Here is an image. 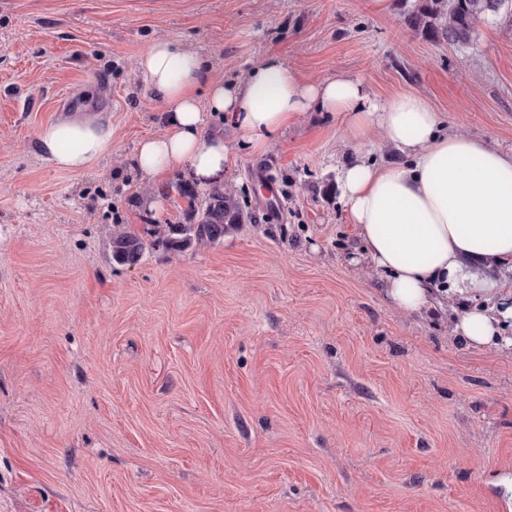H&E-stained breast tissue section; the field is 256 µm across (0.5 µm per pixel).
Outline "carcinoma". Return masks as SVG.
I'll return each instance as SVG.
<instances>
[{
  "label": "carcinoma",
  "mask_w": 512,
  "mask_h": 512,
  "mask_svg": "<svg viewBox=\"0 0 512 512\" xmlns=\"http://www.w3.org/2000/svg\"><path fill=\"white\" fill-rule=\"evenodd\" d=\"M512 13V0H418V7L405 17L414 32L438 42L467 47L472 43L476 24L482 19ZM178 194L187 200L186 220L178 224H155L157 239L174 252H184L201 244H215L253 220L234 191L213 185L199 196L193 182H175ZM112 263L137 265L144 253V242L123 224L112 227L108 240Z\"/></svg>",
  "instance_id": "carcinoma-1"
}]
</instances>
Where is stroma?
Listing matches in <instances>:
<instances>
[{
  "instance_id": "obj_1",
  "label": "stroma",
  "mask_w": 512,
  "mask_h": 512,
  "mask_svg": "<svg viewBox=\"0 0 512 512\" xmlns=\"http://www.w3.org/2000/svg\"><path fill=\"white\" fill-rule=\"evenodd\" d=\"M417 0H0V512H512V348L478 350L452 309L385 296L337 187L346 119L310 112L224 186L256 221L173 254L174 170L134 164L167 133L134 63L164 37L234 80L269 55L512 150V18L458 48L411 31ZM104 112L112 157L81 173L37 149L62 115ZM269 165L278 219L255 208ZM141 235L131 267L113 225ZM108 248L113 264L119 266L137 265L145 250L140 236L123 224L113 225Z\"/></svg>"
}]
</instances>
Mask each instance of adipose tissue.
<instances>
[{"label":"adipose tissue","mask_w":512,"mask_h":512,"mask_svg":"<svg viewBox=\"0 0 512 512\" xmlns=\"http://www.w3.org/2000/svg\"><path fill=\"white\" fill-rule=\"evenodd\" d=\"M136 65L171 124L170 133L137 146L135 164L147 179L184 168L201 186L223 182L230 148L222 135L204 134V113L227 121L257 152L304 113H344L356 157L340 172L341 195L367 259L386 276L388 300L414 314L458 294H485L482 304L456 310L454 331L479 349L503 341L512 304L477 271L512 268V151L448 131L416 94L381 105L358 79L311 82L273 55L224 82L210 79L196 51L158 38L137 53ZM36 141L53 166L78 173L111 155L112 122L102 112L67 115L41 127ZM378 141L406 163L370 160Z\"/></svg>","instance_id":"adipose-tissue-1"}]
</instances>
